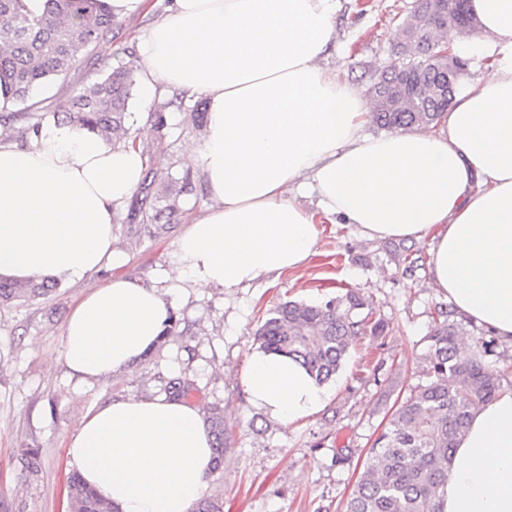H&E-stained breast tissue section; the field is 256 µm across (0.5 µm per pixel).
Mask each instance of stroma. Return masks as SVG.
Masks as SVG:
<instances>
[{
    "label": "stroma",
    "instance_id": "35a3bbf8",
    "mask_svg": "<svg viewBox=\"0 0 512 512\" xmlns=\"http://www.w3.org/2000/svg\"><path fill=\"white\" fill-rule=\"evenodd\" d=\"M415 0H338L336 41L326 67L337 78L367 90L374 72L389 64L397 30ZM157 11L118 19L111 35L77 59L68 74L34 90L13 106L7 132L13 141L33 124L51 125L52 113L73 91L99 81L118 66H134L137 45L150 32ZM201 98H132L127 125L154 176L137 187L115 217L114 238L128 261L123 275L156 282L170 270L171 256L189 221L209 206L204 177L189 159L203 125L195 118ZM162 113V128L152 118ZM192 189L179 193L183 176ZM176 192L177 211L167 231L138 236L134 225L165 209ZM314 255L301 268L273 273L239 288H175L165 294L175 324L140 362L109 377L80 382L62 361L67 318L81 300V284L63 283L46 299L0 306V512H68L69 438L85 411L111 400L163 395L169 379L190 378L189 404L219 409L226 429L224 465L212 474L207 497L224 501V512H344L364 470L368 450L401 398L426 384V337L441 312L452 311L463 345L493 340L483 363L501 371L512 362V345L475 323L435 287L430 273L431 239H371L353 224L322 221ZM359 293L370 321L383 332L364 330L342 368L325 383L323 408L290 423L253 406L242 376L260 345L255 332L269 309L286 301L322 303ZM38 449L41 467L29 473L17 457Z\"/></svg>",
    "mask_w": 512,
    "mask_h": 512
}]
</instances>
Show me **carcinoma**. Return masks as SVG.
<instances>
[{"instance_id":"obj_1","label":"carcinoma","mask_w":512,"mask_h":512,"mask_svg":"<svg viewBox=\"0 0 512 512\" xmlns=\"http://www.w3.org/2000/svg\"><path fill=\"white\" fill-rule=\"evenodd\" d=\"M466 2L452 0L444 5L447 14L442 19L429 17L418 4L404 18L394 52L397 61L383 69L400 83L393 90L394 111H386L374 91L381 74L374 75L369 86L374 102L371 119L376 125L388 130L430 128L441 118L443 110L434 103L436 77L428 69L425 49L408 40L407 33L417 30L430 43L444 39L450 29H470L472 16ZM113 24L114 16L102 0H46V12L39 18L24 10L23 0H0V76L10 86L3 104L23 103L46 79L67 74L81 54L108 38ZM134 85L132 69L114 68L103 79L75 91L53 116L107 141L134 146L136 142L124 139ZM57 286L44 279L26 283L0 279V305L43 298ZM365 306L353 291L321 304L286 301L270 310L256 331L257 341L266 353L299 361L322 384L338 372L361 334L363 321L354 319L353 312ZM459 336L458 323L448 318L432 326L426 336L429 381L399 405L387 430L372 444L345 512H441L440 490L459 436L476 405L501 393L512 376L509 368L498 376L484 370L483 357L491 352L492 341L479 337L474 346L464 349ZM191 388L189 380L176 378L168 382L165 393L180 398ZM206 424L213 438L211 471L216 472L224 463V419L214 410ZM18 462L25 471H37L38 450H23ZM68 499L69 512H118L75 471L68 477ZM191 512H224V501L202 498Z\"/></svg>"}]
</instances>
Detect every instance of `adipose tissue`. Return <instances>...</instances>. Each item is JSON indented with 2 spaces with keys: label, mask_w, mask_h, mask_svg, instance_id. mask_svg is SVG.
<instances>
[{
  "label": "adipose tissue",
  "mask_w": 512,
  "mask_h": 512,
  "mask_svg": "<svg viewBox=\"0 0 512 512\" xmlns=\"http://www.w3.org/2000/svg\"><path fill=\"white\" fill-rule=\"evenodd\" d=\"M467 7L479 28L468 51L490 57L488 75L462 85L436 127L370 137L366 100L323 64L336 0H171L138 46L135 79L147 101L169 86L206 99L193 161L211 204L177 243L170 287L234 288L298 269L318 217H339L371 238H431L436 288L512 344V0ZM143 170L141 148L75 124L22 145L0 136V277L85 285L63 353L82 380L136 364L172 314L160 288L119 272L115 214ZM104 269L111 278L93 281ZM243 384L285 423L324 402L285 355L251 357ZM67 453L120 512H189L213 450L201 409L159 396L88 410ZM440 506L512 512V391L474 411Z\"/></svg>",
  "instance_id": "1"
}]
</instances>
